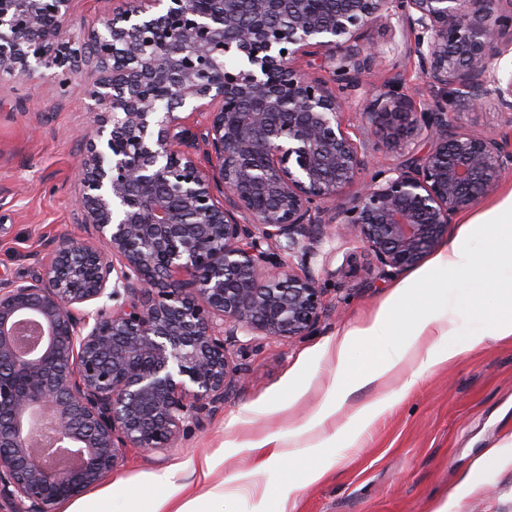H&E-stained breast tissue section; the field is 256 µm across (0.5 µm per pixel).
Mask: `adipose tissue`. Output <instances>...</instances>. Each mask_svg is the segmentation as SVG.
<instances>
[{
    "mask_svg": "<svg viewBox=\"0 0 512 512\" xmlns=\"http://www.w3.org/2000/svg\"><path fill=\"white\" fill-rule=\"evenodd\" d=\"M474 222L480 226L487 246L496 253L500 266L512 271V191L475 217ZM459 280L474 288L495 285L499 298L495 311L480 318L461 347L448 341L445 310L424 294L425 289H444ZM398 324L405 327L408 336L400 354L371 359L360 365L351 363L348 350L353 343L381 341L390 336ZM509 336H512V278L491 282L478 257L465 247L462 239H455L443 247L415 279L399 284L391 304L382 308L367 326L345 335L336 349L331 398L312 416L308 427L323 435L330 431L341 434V427L332 426L331 420L344 411L354 390L366 385H384L401 374L405 377L401 389L409 391L427 369L450 362L461 349L472 350L487 339Z\"/></svg>",
    "mask_w": 512,
    "mask_h": 512,
    "instance_id": "ef3b65f1",
    "label": "adipose tissue"
}]
</instances>
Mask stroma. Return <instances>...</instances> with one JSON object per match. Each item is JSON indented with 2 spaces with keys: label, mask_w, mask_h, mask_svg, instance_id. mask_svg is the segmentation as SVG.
<instances>
[{
  "label": "stroma",
  "mask_w": 512,
  "mask_h": 512,
  "mask_svg": "<svg viewBox=\"0 0 512 512\" xmlns=\"http://www.w3.org/2000/svg\"><path fill=\"white\" fill-rule=\"evenodd\" d=\"M364 35L382 54L356 100L396 75L404 92L434 97L399 29L377 22ZM94 118L85 75L64 89L48 79L0 76V277L26 276L47 257L51 242L84 236L75 210L81 176L74 159L87 148L84 134ZM455 122L512 144V124L496 106L456 113ZM510 188L512 172L477 207L461 212L448 227V239L463 236L465 219ZM467 238L483 268L499 274L497 256L480 235ZM352 262L360 269L353 278L320 274L325 311L315 333L290 340L245 336L232 346L241 377L202 428L185 432L162 452L121 449L112 473L55 505L54 512H82L105 492L108 512H148L146 492L158 474L169 477L160 496L178 505L197 499L200 512H435L443 505L448 512H512V458L496 452L512 442V336L475 350L463 347L475 325L471 301L494 307L495 289L467 292L457 283L444 290L448 333L462 353L431 368L406 397L398 395V379L385 390L369 385L354 392L353 407L398 395L375 421L363 426L349 413L338 415L345 432L328 445L306 431L310 417L329 400L338 339L366 326L399 283L368 273L371 257L363 248L353 249ZM265 434L279 436L283 448L300 450L299 465L287 472L258 470L245 444ZM320 467L324 477L307 483L306 470Z\"/></svg>",
  "instance_id": "35a3bbf8"
}]
</instances>
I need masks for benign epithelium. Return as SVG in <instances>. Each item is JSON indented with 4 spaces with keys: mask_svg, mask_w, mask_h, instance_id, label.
Listing matches in <instances>:
<instances>
[{
    "mask_svg": "<svg viewBox=\"0 0 512 512\" xmlns=\"http://www.w3.org/2000/svg\"><path fill=\"white\" fill-rule=\"evenodd\" d=\"M72 2L0 0V73L65 86L88 66L102 113L78 157L90 237L0 280V501L15 512H51L119 449L165 451L201 425L240 375L228 340L318 330L315 259L341 254L333 274L354 277L357 242L383 278L413 268L512 170L497 134L452 119L490 104L512 123V0H125L65 39ZM393 18L450 96L422 105L393 81L360 105L373 139L355 140L340 116L380 54L364 31ZM317 51L340 86L298 65ZM204 109L197 134L181 113ZM391 147L406 159L358 182ZM43 407L76 464L35 452Z\"/></svg>",
    "mask_w": 512,
    "mask_h": 512,
    "instance_id": "1",
    "label": "benign epithelium"
}]
</instances>
